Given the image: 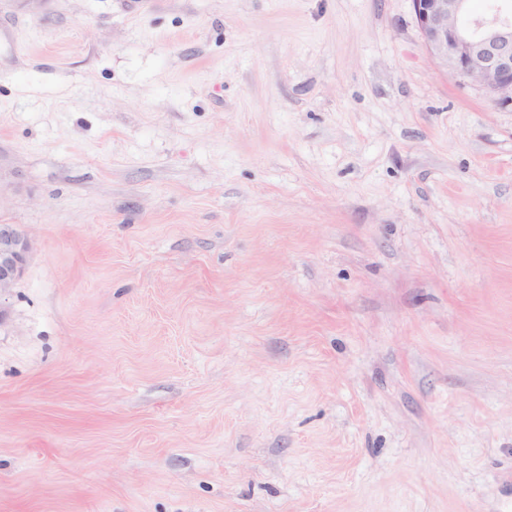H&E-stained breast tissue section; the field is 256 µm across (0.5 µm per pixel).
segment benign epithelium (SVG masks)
Segmentation results:
<instances>
[{
  "instance_id": "7a95c632",
  "label": "benign epithelium",
  "mask_w": 512,
  "mask_h": 512,
  "mask_svg": "<svg viewBox=\"0 0 512 512\" xmlns=\"http://www.w3.org/2000/svg\"><path fill=\"white\" fill-rule=\"evenodd\" d=\"M469 0H412L422 45L437 68L512 107V3L489 18L469 17ZM34 249L15 224H0V297L11 293Z\"/></svg>"
}]
</instances>
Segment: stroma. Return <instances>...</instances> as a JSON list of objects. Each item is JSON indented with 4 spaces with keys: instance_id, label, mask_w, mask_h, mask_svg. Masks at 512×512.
<instances>
[{
    "instance_id": "stroma-1",
    "label": "stroma",
    "mask_w": 512,
    "mask_h": 512,
    "mask_svg": "<svg viewBox=\"0 0 512 512\" xmlns=\"http://www.w3.org/2000/svg\"><path fill=\"white\" fill-rule=\"evenodd\" d=\"M0 512H512V107L411 0H0ZM34 249L15 224H0V298L11 293Z\"/></svg>"
}]
</instances>
